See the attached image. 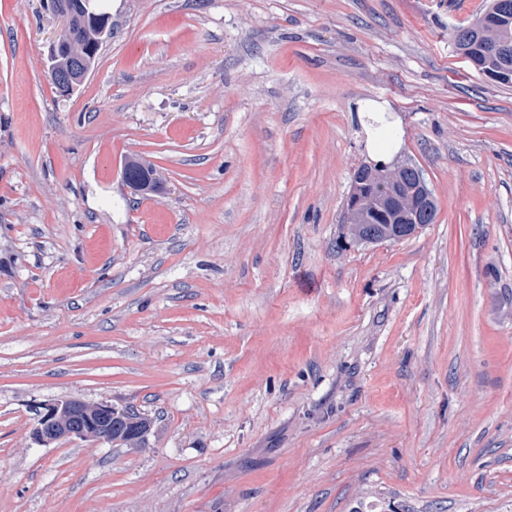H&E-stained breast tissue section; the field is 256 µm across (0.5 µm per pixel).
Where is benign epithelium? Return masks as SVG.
I'll return each mask as SVG.
<instances>
[{
  "label": "benign epithelium",
  "mask_w": 512,
  "mask_h": 512,
  "mask_svg": "<svg viewBox=\"0 0 512 512\" xmlns=\"http://www.w3.org/2000/svg\"><path fill=\"white\" fill-rule=\"evenodd\" d=\"M47 7L62 22L60 32L50 46L48 72L54 78L58 88L68 91L75 86V82L79 81V78L66 70H60L57 63L58 53L68 49L74 58L83 56L81 45L72 39L64 38L71 25L72 2L71 0H48ZM412 168L413 165L409 162L393 167L362 164L355 169L353 180L357 181L365 176L396 180L402 172ZM430 198L431 193L419 175L416 176V185L410 193L394 197V223L403 224L409 216L415 220L403 237L413 235L431 221ZM115 416L130 420L135 417V411L132 409L119 410L106 402L87 403L76 398L55 401L45 405L43 411L39 412L33 429V438L39 444L57 442L72 437L110 442L112 441V418Z\"/></svg>",
  "instance_id": "benign-epithelium-1"
}]
</instances>
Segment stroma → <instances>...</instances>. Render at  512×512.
<instances>
[{"mask_svg": "<svg viewBox=\"0 0 512 512\" xmlns=\"http://www.w3.org/2000/svg\"><path fill=\"white\" fill-rule=\"evenodd\" d=\"M488 3L101 0L63 93L0 0V512H512V83L452 38ZM361 99L437 213L343 246ZM68 398L145 443H36Z\"/></svg>", "mask_w": 512, "mask_h": 512, "instance_id": "obj_1", "label": "stroma"}]
</instances>
